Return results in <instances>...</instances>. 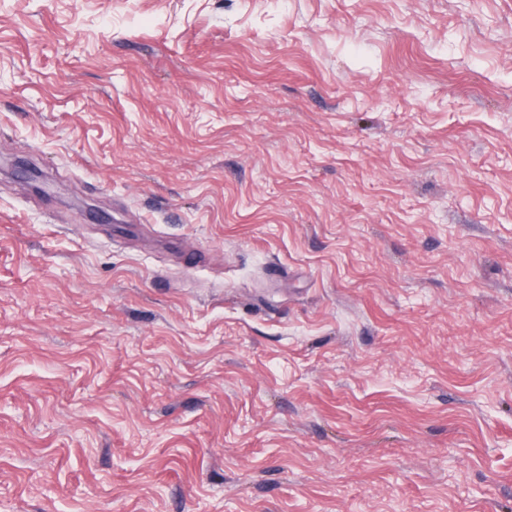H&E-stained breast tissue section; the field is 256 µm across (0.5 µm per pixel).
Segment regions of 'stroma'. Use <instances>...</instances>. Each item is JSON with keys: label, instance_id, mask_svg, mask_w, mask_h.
<instances>
[{"label": "stroma", "instance_id": "1", "mask_svg": "<svg viewBox=\"0 0 512 512\" xmlns=\"http://www.w3.org/2000/svg\"><path fill=\"white\" fill-rule=\"evenodd\" d=\"M0 512H512V0H0ZM14 172L36 193L50 195L51 186L44 180L43 174L29 163L17 162Z\"/></svg>", "mask_w": 512, "mask_h": 512}]
</instances>
